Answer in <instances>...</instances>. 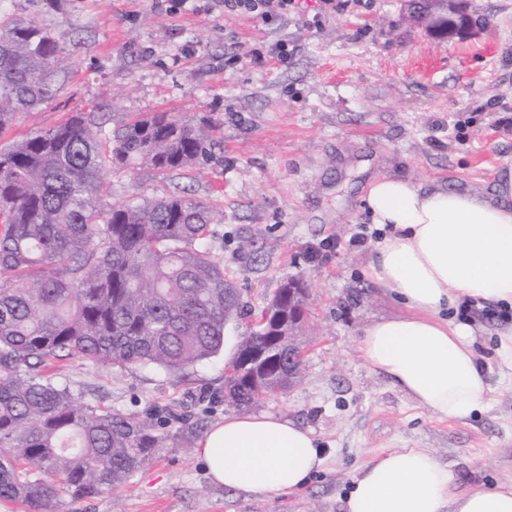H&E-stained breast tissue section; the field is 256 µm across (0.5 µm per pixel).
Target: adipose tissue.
<instances>
[{
    "label": "adipose tissue",
    "mask_w": 512,
    "mask_h": 512,
    "mask_svg": "<svg viewBox=\"0 0 512 512\" xmlns=\"http://www.w3.org/2000/svg\"><path fill=\"white\" fill-rule=\"evenodd\" d=\"M364 203L382 228L369 272L405 311L368 326L360 356L436 417L469 416L490 385L471 325L448 321L446 311L472 301L512 308V174L490 195L381 177L370 182ZM198 448L213 483L256 495L296 490L325 461L311 430L273 415L225 417ZM344 509L512 512V482L462 488L431 451L391 449L353 474Z\"/></svg>",
    "instance_id": "adipose-tissue-1"
}]
</instances>
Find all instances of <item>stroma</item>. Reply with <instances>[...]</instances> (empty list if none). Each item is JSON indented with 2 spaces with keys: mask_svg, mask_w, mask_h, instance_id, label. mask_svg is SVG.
<instances>
[{
  "mask_svg": "<svg viewBox=\"0 0 512 512\" xmlns=\"http://www.w3.org/2000/svg\"><path fill=\"white\" fill-rule=\"evenodd\" d=\"M0 4L62 33L66 69L48 103L0 132V148L74 112L101 111L110 127L145 112L189 120L212 145L208 160L165 176L143 165L112 171L95 202L184 190L210 201L211 247L244 306L225 329L227 350L185 374L57 363L56 383L81 405L160 417L168 436L118 490L63 498L61 512H344L357 467L398 448L429 449L465 488L512 480V356L501 346L512 309L449 308V320L471 324L491 391L466 418L433 416L359 356L363 330L405 308L367 275L369 242H350L360 227L376 236L363 207L372 177L488 194L512 169V0H468L470 33L445 39L412 22L406 0H343L334 10L297 0L272 21L225 13L224 0ZM280 41L287 61L249 62V51ZM291 279L306 287L303 377L251 412L311 430L324 465L286 494L214 485L198 442L238 412L224 399L228 352Z\"/></svg>",
  "mask_w": 512,
  "mask_h": 512,
  "instance_id": "stroma-1",
  "label": "stroma"
}]
</instances>
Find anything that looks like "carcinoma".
<instances>
[{
	"mask_svg": "<svg viewBox=\"0 0 512 512\" xmlns=\"http://www.w3.org/2000/svg\"><path fill=\"white\" fill-rule=\"evenodd\" d=\"M52 29L0 8V131L47 102L65 77ZM210 155L168 112L108 128L77 113L0 149V500L58 512L61 498L110 493L165 447L161 425L82 406L54 363L186 371L217 354L240 293L208 240L203 199L171 193L95 204L114 168H191ZM259 376L231 375L239 407L288 389V347Z\"/></svg>",
	"mask_w": 512,
	"mask_h": 512,
	"instance_id": "cac0c4a2",
	"label": "carcinoma"
}]
</instances>
